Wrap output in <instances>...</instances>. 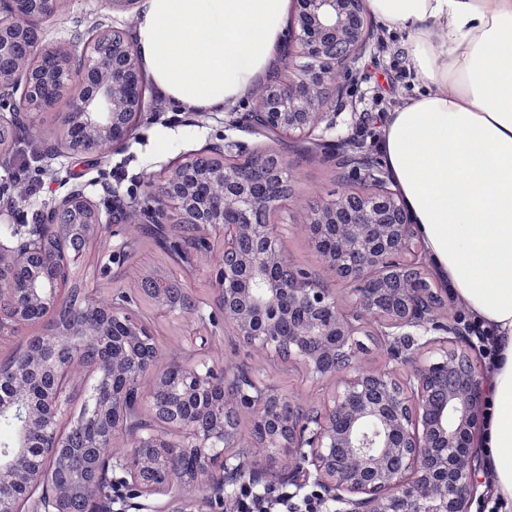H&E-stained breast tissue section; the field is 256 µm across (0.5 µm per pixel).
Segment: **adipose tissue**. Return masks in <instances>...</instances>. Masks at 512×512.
<instances>
[{"label": "adipose tissue", "mask_w": 512, "mask_h": 512, "mask_svg": "<svg viewBox=\"0 0 512 512\" xmlns=\"http://www.w3.org/2000/svg\"><path fill=\"white\" fill-rule=\"evenodd\" d=\"M406 34L423 86L387 113L379 151L451 294L502 341L476 434L512 512V0H367ZM290 0H140L132 39L162 98L221 112L284 40Z\"/></svg>", "instance_id": "1"}]
</instances>
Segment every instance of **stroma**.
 Here are the masks:
<instances>
[{
	"label": "stroma",
	"mask_w": 512,
	"mask_h": 512,
	"mask_svg": "<svg viewBox=\"0 0 512 512\" xmlns=\"http://www.w3.org/2000/svg\"><path fill=\"white\" fill-rule=\"evenodd\" d=\"M111 8L106 0H67L62 16L49 22L53 36H68L74 28H84L99 18L110 16ZM393 65L392 53L379 52L372 47L355 63L354 80L344 86L341 111L357 112L370 103L373 96L397 98L408 102L419 93L421 86L409 78L398 88H390L387 74ZM148 106L136 129L126 143L118 149L99 156L43 155L29 162V178L44 182L43 190L33 191L17 201L12 213L19 230H28L38 223L45 206L54 195L62 193L63 181H89L98 199L114 195L121 203H129L142 194L147 178H161L165 171L183 155L202 149L210 143L224 146L227 158L236 159L241 149L262 147L279 152L296 164L293 172V188L296 204L286 213L277 216L284 245L292 263L300 268L319 273L329 288L338 296H345V286L323 267L313 249L308 235L300 223L302 209L310 200L326 198L328 192H343L344 187L336 179L332 159L320 153L297 151L295 137L276 138L262 133L232 126L234 117L247 112L253 98L240 100L234 108L224 112L198 114L185 112L171 102H159L155 90L147 92ZM117 240L103 234L97 245L89 247L87 272H104L103 282L108 286L136 289L138 275L155 271H175L172 260L164 258L149 243L141 244L133 258L122 262L106 263ZM150 326L161 349L162 362H169L173 355H185L190 350L191 336L214 337V355L248 367L251 374L273 384L281 394L304 406L319 405L331 393L333 380L317 381L298 371H282L271 355L258 352L242 343L230 325L203 327L189 323L187 316L177 313L151 321Z\"/></svg>",
	"instance_id": "35a3bbf8"
}]
</instances>
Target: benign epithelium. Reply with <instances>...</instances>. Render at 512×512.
<instances>
[{"instance_id":"7a95c632","label":"benign epithelium","mask_w":512,"mask_h":512,"mask_svg":"<svg viewBox=\"0 0 512 512\" xmlns=\"http://www.w3.org/2000/svg\"><path fill=\"white\" fill-rule=\"evenodd\" d=\"M66 0H0V105L16 98L33 112L55 107L79 86L75 105L60 113L68 134L64 154L98 153L125 143L146 108V84L134 43L111 25L75 34L58 45V72L30 59L42 54L45 24ZM368 44L364 0H294L284 64L260 88L249 125L275 136L299 135L326 148L324 133L340 125L335 110L338 75L350 80L352 63ZM212 159L209 180L224 191L215 198L184 194V177L198 160ZM294 162L274 151L228 162L214 145L176 163L134 199L138 223L154 227L175 216L196 228L189 258L208 252L210 237L224 236V257L209 265L213 297L191 301L187 316L206 326L226 323L252 347L273 352L290 368L322 380L339 377L336 391L309 410L231 362L201 366L173 361L153 378L160 349L150 327L113 301L70 315V356H60L50 334L33 336L17 374L37 384L38 399L0 402V418L15 420L17 440L0 448V512H70L83 496L87 512H204L224 499L230 478L255 485L288 477L299 495L321 490L333 512H473L478 502V458L471 438L479 427L477 405L484 376L466 349V328L439 320L415 226L389 187L387 173L354 167L351 189L305 209L310 231L336 228V251L311 245L348 287L333 290L297 268L270 217L293 201L288 190ZM108 202L98 203L75 185L54 199L36 229L0 237V333L35 318L28 309L55 311L71 302L67 289L76 267L64 239L66 218L81 213L95 236L111 224ZM362 336H380L392 357L417 345H440L433 361L401 357L412 365L406 380L369 372L356 363ZM85 368L93 391L84 392L78 419L109 417L112 441L130 437L128 413L162 425L136 431L137 445L110 460L96 459L66 484L52 481L53 467L71 447L59 430L70 400L60 389L65 373ZM251 416L244 436L239 420ZM288 454V474L275 471ZM118 481L127 493L101 492Z\"/></svg>"}]
</instances>
